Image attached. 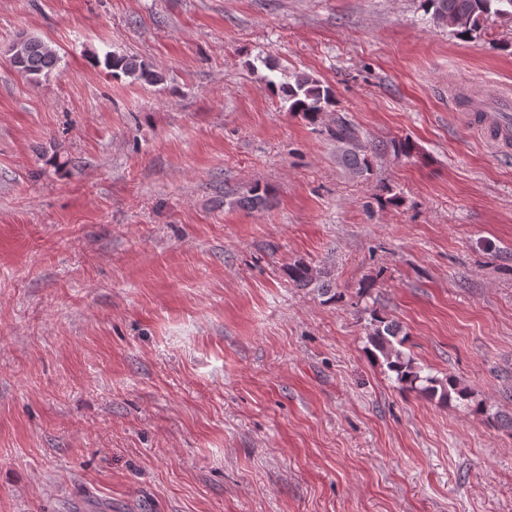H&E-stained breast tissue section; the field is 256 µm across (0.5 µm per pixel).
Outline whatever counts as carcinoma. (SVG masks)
Instances as JSON below:
<instances>
[{"instance_id":"1","label":"carcinoma","mask_w":512,"mask_h":512,"mask_svg":"<svg viewBox=\"0 0 512 512\" xmlns=\"http://www.w3.org/2000/svg\"><path fill=\"white\" fill-rule=\"evenodd\" d=\"M432 10L434 21L445 25L460 37L476 31L484 18L490 15L506 16L512 19V0H424ZM11 61L22 75L36 79L51 70L59 61V56L49 43L38 37L24 36L10 48ZM104 66L112 74L120 73L149 85L159 84L163 76L137 59L125 55L110 54L105 57ZM281 98L289 103L291 112L301 114L309 121L317 120L333 106V92L328 86L306 73H296L293 80L278 85ZM330 136L336 141L337 157L351 174L356 177L371 175L373 168L370 147L361 139L356 126L342 115H336ZM267 190L258 185L252 186L246 194L233 201V204L255 208L266 203ZM328 271L309 263L298 262L288 268V278L301 288L315 287L328 300H336L329 280ZM402 328L397 323L383 317L376 309L369 310L367 343L374 356L386 366L394 381L403 389L413 391L440 405L456 400L471 407L475 413L485 414L488 409L481 403H472L468 389L451 376L437 377L423 374V368L416 365L402 347Z\"/></svg>"}]
</instances>
